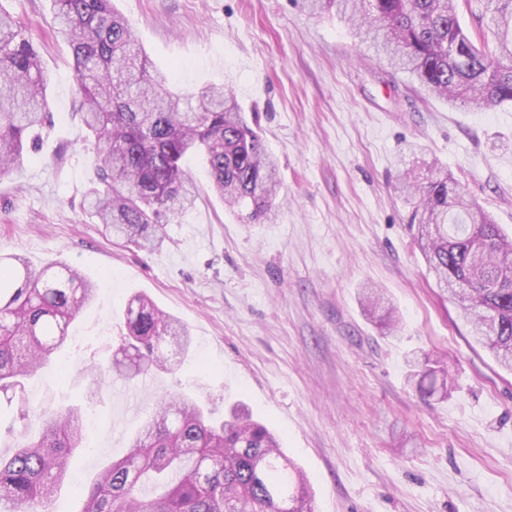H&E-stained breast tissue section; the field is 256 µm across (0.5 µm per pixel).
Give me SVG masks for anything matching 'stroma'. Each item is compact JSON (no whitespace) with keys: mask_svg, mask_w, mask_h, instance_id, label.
<instances>
[{"mask_svg":"<svg viewBox=\"0 0 512 512\" xmlns=\"http://www.w3.org/2000/svg\"><path fill=\"white\" fill-rule=\"evenodd\" d=\"M28 27L48 76L54 125L39 152L0 176V254L40 269L64 262L97 298L26 395L76 406L88 449L69 467L53 512H81L83 485L129 450L162 396L186 392L220 420L244 401L306 473L314 512H512V372L472 344L458 306L429 276L396 184L448 172L512 233V105L480 111L428 97L408 74L360 49L336 13L289 0H114L157 68L180 92L230 85L279 164L275 213L240 221L209 190L161 245L112 237L82 208L93 150L75 115L69 47L52 33L49 0H0ZM400 317L389 335L367 318L365 284ZM137 293L180 320L188 353L172 371L110 374L100 397L81 372L111 361ZM447 362V398L421 396L407 358Z\"/></svg>","mask_w":512,"mask_h":512,"instance_id":"35a3bbf8","label":"stroma"}]
</instances>
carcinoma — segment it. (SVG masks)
Here are the masks:
<instances>
[{
  "instance_id": "obj_1",
  "label": "carcinoma",
  "mask_w": 512,
  "mask_h": 512,
  "mask_svg": "<svg viewBox=\"0 0 512 512\" xmlns=\"http://www.w3.org/2000/svg\"><path fill=\"white\" fill-rule=\"evenodd\" d=\"M302 11H336L360 39L448 104L479 109L512 104V0H295ZM465 8L473 25L458 18ZM55 33L72 52L77 115L93 145L97 180L87 210L113 236L153 250L165 225L195 206L197 189L182 161L200 156L211 188L241 220L271 219L279 192L274 157L226 84L183 94L174 71L154 67L112 0H51ZM48 82L26 25L0 8V176L19 166L51 122ZM409 227L437 288L454 300L471 336L512 371V236L448 175L423 186L405 173ZM95 297L71 266L30 269L0 256V393L49 364L70 323ZM370 316L385 301L362 290ZM119 351L146 369L167 367L161 343L185 353L188 330L136 294L125 309ZM428 395L448 396V367L409 362ZM20 420L43 422L37 439L0 457V512H52L69 480L68 460L85 450L77 409L52 410L19 397ZM177 472L164 493L145 500L142 477ZM82 512H313V491L278 440L237 404L210 422L186 394L161 397L130 453L86 489Z\"/></svg>"
}]
</instances>
